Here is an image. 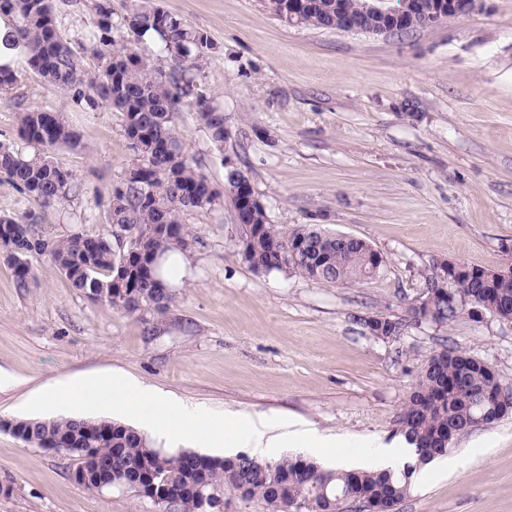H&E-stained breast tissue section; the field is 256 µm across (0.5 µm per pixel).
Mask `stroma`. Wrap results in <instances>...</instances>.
<instances>
[{"label": "stroma", "mask_w": 512, "mask_h": 512, "mask_svg": "<svg viewBox=\"0 0 512 512\" xmlns=\"http://www.w3.org/2000/svg\"><path fill=\"white\" fill-rule=\"evenodd\" d=\"M95 3L62 0L56 17L89 74L100 65L91 52ZM158 3L214 43L195 93L223 112L229 137L213 143L193 99L178 122L199 171L223 189L230 158L271 223L362 239L385 266L349 287L255 272L220 199L184 212L193 241L175 303L141 320L72 288L45 254L28 255L32 278L20 287L0 251V420L23 418V405L48 387L119 373L189 408L283 416L323 439L390 448L407 393L440 343L512 381L510 323L464 316L396 343L358 322L407 315L433 260L512 264V0H480L469 16L388 36L291 27L262 0ZM9 66L25 78L0 93V143L34 155L17 136L19 119L51 104L79 145L50 155L82 190L43 208L0 173V216L33 215L40 236L105 231L113 190L134 160L124 115L43 83L22 51ZM77 465L0 430V512H158L132 490L88 491L71 478ZM399 512H512V417L458 438Z\"/></svg>", "instance_id": "1"}]
</instances>
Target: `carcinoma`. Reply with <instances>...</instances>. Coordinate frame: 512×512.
Wrapping results in <instances>:
<instances>
[{"label": "carcinoma", "mask_w": 512, "mask_h": 512, "mask_svg": "<svg viewBox=\"0 0 512 512\" xmlns=\"http://www.w3.org/2000/svg\"><path fill=\"white\" fill-rule=\"evenodd\" d=\"M290 0H263L277 19L288 21ZM304 16L307 28H336V0H310ZM57 0H0V17L7 32L0 40L7 49H20L33 73L54 86L73 93L92 110L106 102L125 115V133L136 162L127 182L113 190L116 202L109 215L110 229L102 233H77L67 238H39L31 225L0 217V237L8 238L14 253L7 261L20 286L31 268L24 258L46 253L70 285L95 302L108 304L123 316L164 314L176 294L160 279L161 259L170 245L184 249L189 231L180 214L203 209L220 196L229 199L239 226V241L247 246L243 260L256 272L292 271L319 285L350 286L373 277L370 245L355 238L336 241L335 234L319 224L282 229L270 223L259 201L243 203L235 191L242 186L253 195L249 178L239 168H225L224 193L214 189L197 170L177 132L178 105L194 95L193 71L207 60L214 44L206 33L148 2L133 5L119 25L141 37L148 32L160 40L171 62L170 72L153 68L143 50L118 45L110 33L111 0L95 4L93 53L101 62L85 76L71 45L55 24ZM22 80V73L0 66V92ZM199 120L221 147L228 138L224 113L199 99ZM19 138L42 148L78 146L79 138L59 113L44 106L20 118ZM0 173L20 186L33 201L49 206L75 196L80 185L69 167L43 154L24 156L0 144ZM124 285L108 294L117 275ZM424 302L407 317L380 314L358 317L363 328L378 331L374 338L401 340L423 322L444 327L467 314L479 322L512 315V264L496 272L448 260H436L421 274ZM512 414V384L505 382L484 359L458 347L442 345L413 383L399 415L395 435L411 448L416 463L398 470L328 469L304 456L273 460L248 454L213 457L194 451H167L143 432L112 420L64 417L51 420L16 419L13 436L25 445L53 451L62 443L72 446L69 456L78 469L97 460L106 472L83 484L88 490H125L141 470L150 474L137 492L164 498L172 512H204L203 497L222 501L227 512H397L413 490L415 470L448 455L454 440L487 428Z\"/></svg>", "instance_id": "1"}]
</instances>
